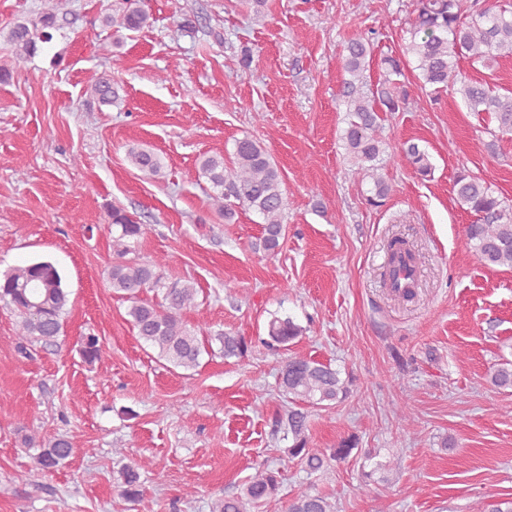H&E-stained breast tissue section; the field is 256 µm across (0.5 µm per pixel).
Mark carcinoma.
Returning a JSON list of instances; mask_svg holds the SVG:
<instances>
[{
  "label": "carcinoma",
  "instance_id": "carcinoma-1",
  "mask_svg": "<svg viewBox=\"0 0 512 512\" xmlns=\"http://www.w3.org/2000/svg\"><path fill=\"white\" fill-rule=\"evenodd\" d=\"M149 19L145 0H126L121 13L105 16V24L136 31L149 25ZM57 29L58 18L52 6L45 8L36 20L15 22L7 32V39L14 47V65L19 67L31 60L41 44L53 39V31ZM408 34L405 53L414 59L423 85L435 93L448 87L456 89L469 111L485 112L499 132H512V94L493 92L486 83L461 73L459 67L460 61L466 59L473 66L489 68L497 60L512 56V7L506 8L498 0H484L481 5L476 0H418L417 14ZM345 52L344 69L351 79L345 82L343 91L347 122L342 139L354 161L355 174L373 180L374 194L366 198L367 203L381 207L389 186L379 173L384 153L380 113L398 112L408 100V90L400 80L404 76L403 61L399 57H384L382 80L371 88L363 82L366 59L371 54L370 39L363 35L349 38ZM118 89L117 77L108 71L90 79V96L101 105L112 104L118 98ZM401 154L420 175L431 174L428 154L418 144L405 142ZM128 155L144 174L156 176L161 172V161L153 152L132 147ZM199 173L210 183L209 198L220 215L229 219L237 207L259 213L264 219L263 249L269 253L278 250L285 210L281 173L259 141L243 137L235 141L231 156L203 157ZM453 192L457 202L476 216L465 231L469 248L487 265L512 268V204L495 196L491 185L475 174L457 175ZM110 218L111 225L120 229L113 239V248L122 256L127 251V240L139 237L143 227L118 207L112 208ZM389 248L392 265L385 273L388 288L395 297L408 298L415 277L401 278V268L393 262L404 265L409 261L415 271L419 268L418 258L400 239L392 240ZM168 265L167 258L156 257L142 263L117 262L108 271L112 291L129 302L127 321L138 338L157 350L160 358L185 370L196 369L203 354L214 352L215 343L226 358L245 356L251 348L245 337L222 330L200 337L187 327L182 315L196 305L198 290L190 281L168 278L165 273ZM150 291L161 298L154 301L144 297ZM67 302L62 276L50 261L16 266L0 275V303L18 316L15 340L22 350L27 343H57L63 333ZM302 334L303 328L292 318L275 316L268 322L266 344L286 347ZM77 345L88 363L106 357V348L95 335L79 337ZM491 382L500 389L512 388V363L505 361L494 368ZM280 388L295 402L324 407L342 400L348 393L337 370L304 356L287 358L280 372ZM284 429L292 440L287 448L288 457L310 474L323 471L331 461L346 460L355 449L352 440H345L327 452L307 447L308 415L300 409L288 411ZM25 443L38 449L35 466L27 474L33 485L46 473L65 464L72 454L71 444L64 436L44 442L31 434L25 436ZM145 467L144 463L128 465L121 471L120 495L126 500L135 502L142 496L140 470ZM279 485L278 472L264 467L238 494L216 502L213 512H250L276 496ZM289 512H333V506L322 494L302 492L289 505Z\"/></svg>",
  "mask_w": 512,
  "mask_h": 512
}]
</instances>
